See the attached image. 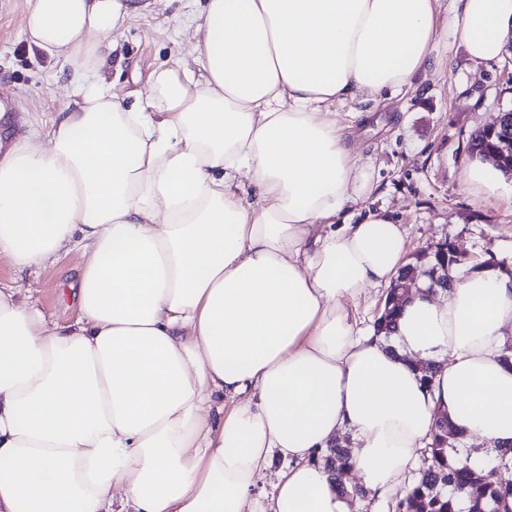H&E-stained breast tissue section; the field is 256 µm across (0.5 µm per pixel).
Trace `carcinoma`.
Wrapping results in <instances>:
<instances>
[{"label": "carcinoma", "instance_id": "obj_1", "mask_svg": "<svg viewBox=\"0 0 512 512\" xmlns=\"http://www.w3.org/2000/svg\"><path fill=\"white\" fill-rule=\"evenodd\" d=\"M473 144L474 148L484 152L504 146V139L498 132L484 130L476 134ZM446 247V253L435 249L422 253L401 270L398 278L411 274L430 278L445 261L451 267L468 262L464 255L456 254L451 243H446ZM400 310L399 301L383 308L375 323V332L389 330ZM457 443L458 437L447 413L438 412L435 429L426 448L428 465L399 501L398 512H512V482L502 479V473L512 469V448L498 451L486 468L475 471L456 468L450 463L448 449L456 447ZM315 463L323 465L340 487L343 486V474L351 468L348 454L339 445L318 454ZM465 492L469 493V504L460 509L457 494Z\"/></svg>", "mask_w": 512, "mask_h": 512}]
</instances>
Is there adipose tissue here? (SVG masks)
<instances>
[{
    "instance_id": "adipose-tissue-1",
    "label": "adipose tissue",
    "mask_w": 512,
    "mask_h": 512,
    "mask_svg": "<svg viewBox=\"0 0 512 512\" xmlns=\"http://www.w3.org/2000/svg\"><path fill=\"white\" fill-rule=\"evenodd\" d=\"M436 3L208 0L199 71L154 70L130 107L101 73L128 0H28L30 42L89 89L0 141V261L79 250V315L51 324L0 289V512H254L276 452L272 512H358L311 463L336 436L373 492L401 484L438 411L456 465L512 445L511 274L413 291L387 336L347 307L396 276L405 239L379 213L341 222L374 184L331 107L410 86ZM511 33L512 0H462L471 58L501 60ZM288 468V461L276 458L272 466L256 481L251 498L257 512L268 511L272 498L276 494V484L281 471Z\"/></svg>"
}]
</instances>
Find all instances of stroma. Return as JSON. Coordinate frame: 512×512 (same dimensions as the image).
Instances as JSON below:
<instances>
[{
  "mask_svg": "<svg viewBox=\"0 0 512 512\" xmlns=\"http://www.w3.org/2000/svg\"><path fill=\"white\" fill-rule=\"evenodd\" d=\"M117 36L107 78L135 103L160 64L188 59L193 18L204 0H141ZM459 0H438L432 63L395 96L336 105L357 161L369 168L374 191L361 213L382 212L401 225L405 262L449 241L469 257L495 255L512 268V201L468 183L474 135L512 109V50L500 61H473L454 35ZM26 0H0V102L9 137L48 128L76 98L70 63L34 47L25 31ZM77 253L54 265L18 272L0 262V286L38 307L49 322L78 315Z\"/></svg>",
  "mask_w": 512,
  "mask_h": 512,
  "instance_id": "obj_1",
  "label": "stroma"
}]
</instances>
